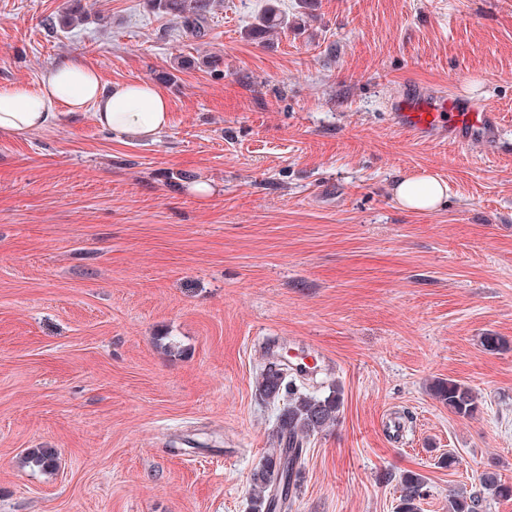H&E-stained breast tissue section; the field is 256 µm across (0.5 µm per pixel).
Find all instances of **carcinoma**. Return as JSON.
I'll use <instances>...</instances> for the list:
<instances>
[{
	"label": "carcinoma",
	"instance_id": "cac0c4a2",
	"mask_svg": "<svg viewBox=\"0 0 512 512\" xmlns=\"http://www.w3.org/2000/svg\"><path fill=\"white\" fill-rule=\"evenodd\" d=\"M214 0H150L153 11L171 16L186 33L199 39L206 36L208 20ZM85 10L81 5L65 8L58 22L71 28L82 21ZM285 20L278 10L270 7L258 17L248 35L262 39L275 29H281ZM288 368L270 362L260 369L256 384L259 397L268 402L287 399L278 415L275 447L264 457L251 474L250 502L252 512H285L290 508L293 492L300 483V467L307 440L323 430L336 425L342 407L341 393L332 389L328 394L296 393L285 383ZM433 395L448 410L460 417L469 418L479 408L472 389L452 379L438 380L432 386ZM28 463L45 471L55 469L56 454L50 448H36L25 456ZM480 486L498 497H512V483L502 480L494 472H484L479 477ZM402 494L397 512H419V502L424 497L425 482L422 476L409 473L402 477ZM480 496L455 493L448 500V512H478Z\"/></svg>",
	"mask_w": 512,
	"mask_h": 512
}]
</instances>
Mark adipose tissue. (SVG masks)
Returning <instances> with one entry per match:
<instances>
[{
	"label": "adipose tissue",
	"mask_w": 512,
	"mask_h": 512,
	"mask_svg": "<svg viewBox=\"0 0 512 512\" xmlns=\"http://www.w3.org/2000/svg\"><path fill=\"white\" fill-rule=\"evenodd\" d=\"M92 110L97 123L122 137L154 139L169 122V102L148 80L103 86L98 73L78 61L49 67L32 88L0 87V132L22 136L44 128L61 113ZM397 204L421 212L443 208L448 186L429 176H408L393 189Z\"/></svg>",
	"instance_id": "1"
}]
</instances>
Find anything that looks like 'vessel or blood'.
Segmentation results:
<instances>
[{"mask_svg": "<svg viewBox=\"0 0 512 512\" xmlns=\"http://www.w3.org/2000/svg\"><path fill=\"white\" fill-rule=\"evenodd\" d=\"M390 122L417 141H449L459 146L480 141L494 147L500 142L497 112L465 102L452 94L410 87L395 100Z\"/></svg>", "mask_w": 512, "mask_h": 512, "instance_id": "obj_1", "label": "vessel or blood"}]
</instances>
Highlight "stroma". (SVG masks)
<instances>
[{
	"mask_svg": "<svg viewBox=\"0 0 512 512\" xmlns=\"http://www.w3.org/2000/svg\"><path fill=\"white\" fill-rule=\"evenodd\" d=\"M82 4L51 30L67 0H0V86L77 58L159 84L170 123L0 133V512H251L270 336L320 349L335 370L304 386L343 398L289 512H396L408 472L420 512L485 471L512 482V0H219L201 39L149 0ZM272 5L287 29L249 37ZM204 55L216 70L172 69ZM411 85L496 108L501 147L399 136ZM424 173L447 207L401 210L395 180ZM34 448L55 471L22 465ZM432 391L438 401L459 417L469 418L478 411L477 396L465 384L452 379L437 380L432 386Z\"/></svg>",
	"mask_w": 512,
	"mask_h": 512,
	"instance_id": "stroma-1",
	"label": "stroma"
}]
</instances>
